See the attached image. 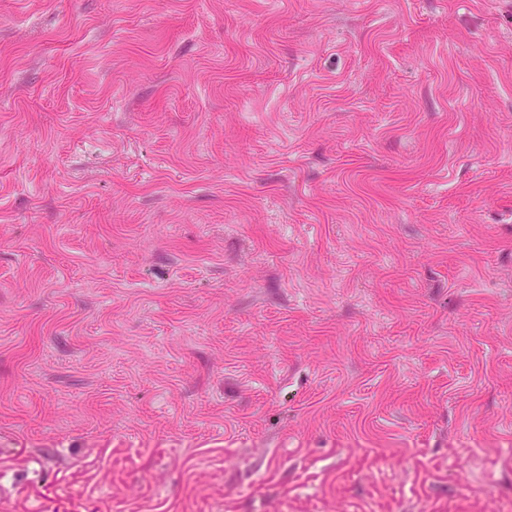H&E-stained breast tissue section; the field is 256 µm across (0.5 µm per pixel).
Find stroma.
Wrapping results in <instances>:
<instances>
[{
    "label": "stroma",
    "mask_w": 512,
    "mask_h": 512,
    "mask_svg": "<svg viewBox=\"0 0 512 512\" xmlns=\"http://www.w3.org/2000/svg\"><path fill=\"white\" fill-rule=\"evenodd\" d=\"M0 512H512V0H0Z\"/></svg>",
    "instance_id": "1"
}]
</instances>
